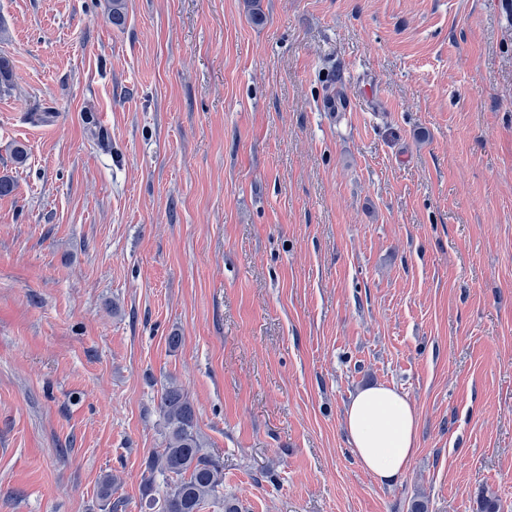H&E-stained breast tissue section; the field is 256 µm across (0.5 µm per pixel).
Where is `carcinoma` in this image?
Here are the masks:
<instances>
[{
	"label": "carcinoma",
	"instance_id": "carcinoma-1",
	"mask_svg": "<svg viewBox=\"0 0 512 512\" xmlns=\"http://www.w3.org/2000/svg\"><path fill=\"white\" fill-rule=\"evenodd\" d=\"M125 0H109L108 20L120 26L125 20ZM158 411L164 429L163 448L152 453L148 476L144 480V512H202L212 504H221L224 512H241L234 498L224 496V470L220 460L203 448L198 417L188 392L174 378L162 385ZM162 478L163 490L154 494L156 478ZM114 480L107 476L100 485V499L112 512L124 507L121 499H112Z\"/></svg>",
	"mask_w": 512,
	"mask_h": 512
}]
</instances>
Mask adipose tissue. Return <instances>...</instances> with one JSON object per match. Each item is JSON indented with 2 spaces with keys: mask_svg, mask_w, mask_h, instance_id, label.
I'll return each mask as SVG.
<instances>
[{
  "mask_svg": "<svg viewBox=\"0 0 512 512\" xmlns=\"http://www.w3.org/2000/svg\"><path fill=\"white\" fill-rule=\"evenodd\" d=\"M417 414L396 388L372 385L360 390L344 414V430L362 468L379 484H394L409 468L418 448Z\"/></svg>",
  "mask_w": 512,
  "mask_h": 512,
  "instance_id": "1",
  "label": "adipose tissue"
}]
</instances>
